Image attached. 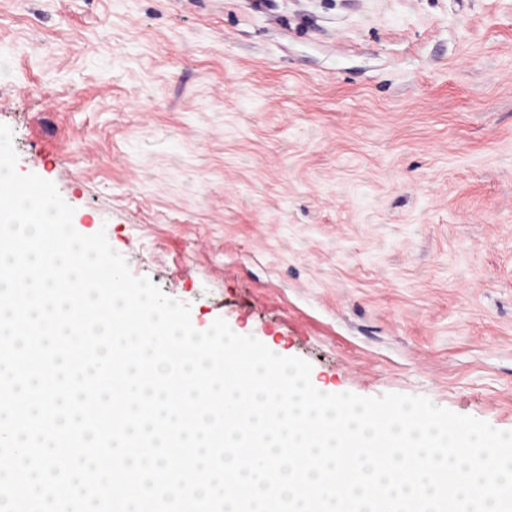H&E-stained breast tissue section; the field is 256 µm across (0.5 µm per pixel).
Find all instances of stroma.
I'll return each mask as SVG.
<instances>
[{
	"mask_svg": "<svg viewBox=\"0 0 512 512\" xmlns=\"http://www.w3.org/2000/svg\"><path fill=\"white\" fill-rule=\"evenodd\" d=\"M0 123L195 328L512 429V0H0Z\"/></svg>",
	"mask_w": 512,
	"mask_h": 512,
	"instance_id": "1",
	"label": "stroma"
}]
</instances>
